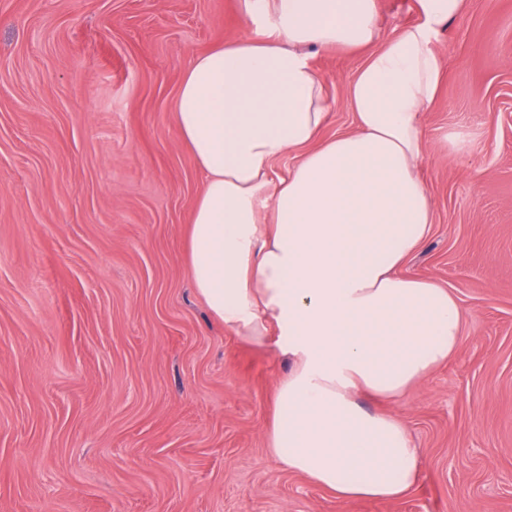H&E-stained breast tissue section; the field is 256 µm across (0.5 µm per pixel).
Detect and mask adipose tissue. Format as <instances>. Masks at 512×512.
I'll list each match as a JSON object with an SVG mask.
<instances>
[{
  "mask_svg": "<svg viewBox=\"0 0 512 512\" xmlns=\"http://www.w3.org/2000/svg\"><path fill=\"white\" fill-rule=\"evenodd\" d=\"M465 0H418L383 33L377 0H242L259 35L216 46L183 74L172 110L205 178L188 271L211 315L291 368L267 431L271 456L349 504L394 500L420 479L404 425L358 392L401 398L462 336L451 288L402 274L433 222L421 115L443 61L432 47ZM314 48L367 50L349 85L356 127L317 137L331 103ZM299 160L273 179L274 161Z\"/></svg>",
  "mask_w": 512,
  "mask_h": 512,
  "instance_id": "obj_1",
  "label": "adipose tissue"
}]
</instances>
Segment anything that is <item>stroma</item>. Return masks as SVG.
Masks as SVG:
<instances>
[{"instance_id":"35a3bbf8","label":"stroma","mask_w":512,"mask_h":512,"mask_svg":"<svg viewBox=\"0 0 512 512\" xmlns=\"http://www.w3.org/2000/svg\"><path fill=\"white\" fill-rule=\"evenodd\" d=\"M240 0H0V512H512V0H466L423 114L431 232L404 274L452 288L463 336L396 402L403 498L338 502L266 432L289 363L224 327L186 240L204 178L172 103ZM353 130L360 54L316 49Z\"/></svg>"}]
</instances>
